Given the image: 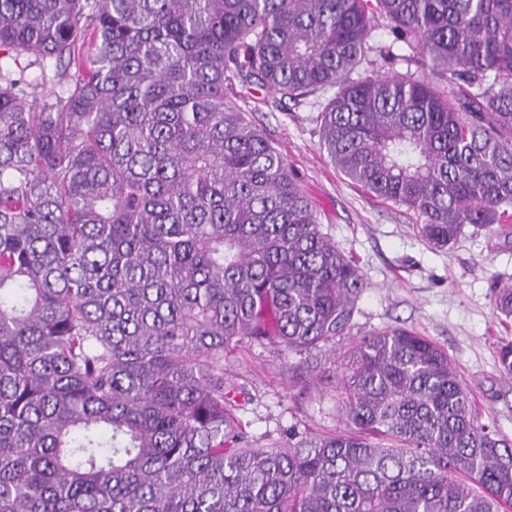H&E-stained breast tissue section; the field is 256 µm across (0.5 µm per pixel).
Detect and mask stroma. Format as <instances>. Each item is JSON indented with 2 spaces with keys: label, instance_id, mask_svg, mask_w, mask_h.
Returning <instances> with one entry per match:
<instances>
[{
  "label": "stroma",
  "instance_id": "35a3bbf8",
  "mask_svg": "<svg viewBox=\"0 0 512 512\" xmlns=\"http://www.w3.org/2000/svg\"><path fill=\"white\" fill-rule=\"evenodd\" d=\"M371 43L351 79L406 71L388 26L379 25ZM387 48L392 56H384ZM224 92L284 156L322 232L357 263L365 281L351 326L335 344L299 353L246 341L225 353V377L249 393L239 412L249 440L265 447L292 427L315 433L342 428L333 389L318 373L347 356L364 335L394 326L443 348L473 394L480 422L512 438V374L498 362L500 344L512 342V321L500 322L492 297L496 279L512 281V237L495 225H468L453 246L435 247L421 236L416 213L351 183L321 147L317 117L333 89L279 103L229 77ZM296 363L312 371L308 385L289 382L288 368Z\"/></svg>",
  "mask_w": 512,
  "mask_h": 512
}]
</instances>
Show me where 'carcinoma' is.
I'll use <instances>...</instances> for the list:
<instances>
[{
	"label": "carcinoma",
	"mask_w": 512,
	"mask_h": 512,
	"mask_svg": "<svg viewBox=\"0 0 512 512\" xmlns=\"http://www.w3.org/2000/svg\"><path fill=\"white\" fill-rule=\"evenodd\" d=\"M384 19L416 73L348 79ZM0 512H512V441L401 327L327 375L346 428L266 448L224 351H311L365 283L224 77L336 92L323 148L445 247L512 229V0H0ZM495 311L512 317V284ZM10 66L14 71L13 78L21 79L22 87H25L28 83L31 84L29 88L25 87L27 92L31 91V87L36 88L37 100L39 102L55 98V95L61 94L72 79H74V77H71L68 82H59L58 79L53 77L55 67L54 64L50 62L46 63L44 70L39 65L28 66L23 71L15 67L12 62Z\"/></svg>",
	"instance_id": "obj_1"
}]
</instances>
